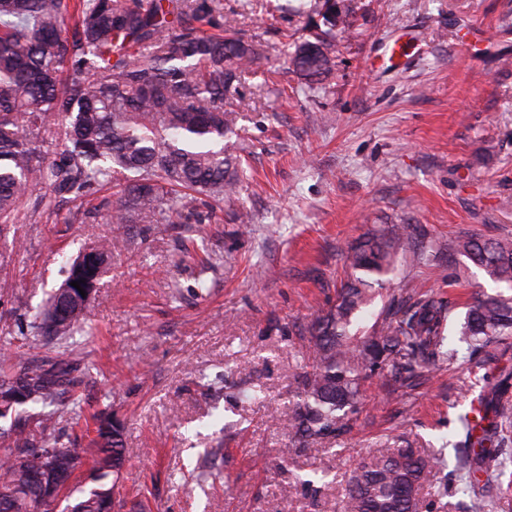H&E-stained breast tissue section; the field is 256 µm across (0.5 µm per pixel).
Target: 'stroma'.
Segmentation results:
<instances>
[{"label":"stroma","mask_w":512,"mask_h":512,"mask_svg":"<svg viewBox=\"0 0 512 512\" xmlns=\"http://www.w3.org/2000/svg\"><path fill=\"white\" fill-rule=\"evenodd\" d=\"M222 3L264 57L226 103L245 143L239 194L203 224H112L72 199L23 209L0 238V336L30 335L64 257L117 237L94 335L68 352L91 373L83 395L125 427L123 512H341L350 469L381 448L436 458L446 481L460 417L512 369V350L456 336L472 296L499 287L453 249L512 236V0H345L333 25L324 0ZM313 31L335 42L319 81L284 48ZM391 224L431 260L397 257L356 329L430 291L451 303L459 359L396 391L369 373L352 430L280 466L308 328L348 279V247ZM210 450L219 472L202 481Z\"/></svg>","instance_id":"35a3bbf8"}]
</instances>
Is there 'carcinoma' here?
I'll list each match as a JSON object with an SVG mask.
<instances>
[{"mask_svg":"<svg viewBox=\"0 0 512 512\" xmlns=\"http://www.w3.org/2000/svg\"><path fill=\"white\" fill-rule=\"evenodd\" d=\"M77 20L63 30L68 0H0V237L21 207L47 194L85 200L112 185L113 224L150 221L202 224L201 207L232 199L241 182L238 156L226 144L235 133L224 98L238 73L261 52L232 34H205L200 25L221 13L222 0H76ZM328 45L303 41L292 62L309 77L329 69ZM55 146L52 159L43 152ZM457 249L495 282L512 290V238L458 239ZM421 261L409 225L376 231L345 255L352 278L336 303L311 326V369L298 375V399L288 418L291 447L280 462L314 444L346 434L369 371L409 386L436 361L453 363L444 346L448 302L424 293L392 305L372 333L353 322L371 300L397 254ZM112 257V242H94L66 261L64 280L34 317V336L15 357L0 350V394L15 388L24 402L0 409V512H112L109 479L127 456L122 426L108 408L93 413L94 436L66 447L55 436L88 373L60 352L39 351L41 339L61 344L86 334L95 290ZM83 281L85 294L73 286ZM461 342L481 348L512 339V295H480L466 306ZM504 373L483 410L461 421L455 490L460 506L479 512L493 482L512 467L507 437L512 413ZM39 406L41 410L27 409ZM436 462L413 448H388L360 461L347 480L344 512H419L409 490L430 480ZM65 478L55 501L44 503L34 473Z\"/></svg>","mask_w":512,"mask_h":512,"instance_id":"1","label":"carcinoma"}]
</instances>
